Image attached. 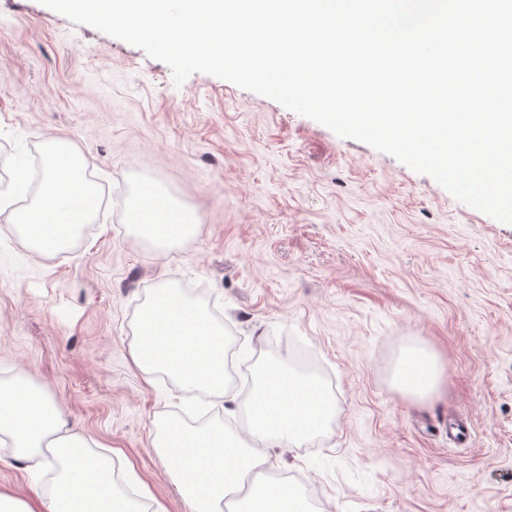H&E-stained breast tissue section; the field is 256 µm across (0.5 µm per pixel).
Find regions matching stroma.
I'll return each instance as SVG.
<instances>
[{"mask_svg": "<svg viewBox=\"0 0 512 512\" xmlns=\"http://www.w3.org/2000/svg\"><path fill=\"white\" fill-rule=\"evenodd\" d=\"M56 137L87 157L101 210L53 255L0 222V382L41 386L126 490L190 512L154 421L245 433L241 367L278 360L336 401L326 433L270 449L264 468L314 512H512V224L268 97L204 73L175 86L139 47L0 0V185L17 201L38 196ZM144 182L198 214L196 238L160 254L128 229ZM163 282L223 325L226 396L135 363L139 310ZM417 343L447 373L424 404L390 385ZM36 478L0 441V489Z\"/></svg>", "mask_w": 512, "mask_h": 512, "instance_id": "35a3bbf8", "label": "stroma"}]
</instances>
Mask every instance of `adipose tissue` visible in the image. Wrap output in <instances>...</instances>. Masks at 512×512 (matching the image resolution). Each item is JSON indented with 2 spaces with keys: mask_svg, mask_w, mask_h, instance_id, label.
Instances as JSON below:
<instances>
[{
  "mask_svg": "<svg viewBox=\"0 0 512 512\" xmlns=\"http://www.w3.org/2000/svg\"><path fill=\"white\" fill-rule=\"evenodd\" d=\"M87 167V160L69 141H47L43 192L6 217L32 251L63 250L91 221L96 196L85 176ZM125 222L159 251L172 249L199 231L192 210L151 184L136 190L127 204ZM135 334L133 357L146 373L161 371L184 388L224 393V330L181 289L169 284L154 288L140 310ZM391 384L417 399H432L444 384L443 364L433 350L409 346L394 365ZM249 414L251 439L269 448H284L328 428L336 416V403L314 379L270 362L258 372ZM0 434L10 439L16 458L51 474L49 486H31L23 497L0 491V512H60L65 505L70 512H101L105 495L117 502L116 512H133L115 487L110 459L90 450L88 438L65 429L57 403L39 387L28 382L0 386ZM155 445L176 461V479L191 512H214L218 503L238 492L246 512H312L301 492L288 482L245 487V479L263 468L266 459L226 430L162 417L155 423ZM194 448L208 451L196 466L182 460Z\"/></svg>",
  "mask_w": 512,
  "mask_h": 512,
  "instance_id": "ef3b65f1",
  "label": "adipose tissue"
}]
</instances>
